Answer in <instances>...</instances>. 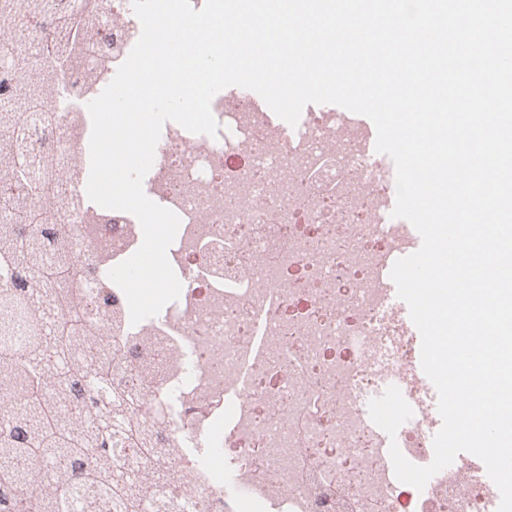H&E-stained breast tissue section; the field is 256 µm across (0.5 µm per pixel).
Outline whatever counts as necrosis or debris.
<instances>
[{
	"label": "necrosis or debris",
	"instance_id": "obj_1",
	"mask_svg": "<svg viewBox=\"0 0 512 512\" xmlns=\"http://www.w3.org/2000/svg\"><path fill=\"white\" fill-rule=\"evenodd\" d=\"M97 3L112 57L73 75L82 106L57 123L83 162L79 195L86 104L141 35L132 0ZM211 112L214 137L165 122L143 180L180 219L167 251L179 298L137 324L127 303L112 308V350L138 347L125 379L172 443L160 481L197 475L169 512H490L500 493L473 480L479 458L456 457L417 490L398 481L367 416V399L392 383L413 409L407 459L433 455L442 419L417 369L421 337L384 280L387 257L411 241L380 223L393 179L365 126L313 107L286 127L237 91ZM101 240L120 264L141 246V224L121 213Z\"/></svg>",
	"mask_w": 512,
	"mask_h": 512
}]
</instances>
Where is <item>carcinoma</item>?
<instances>
[{
	"label": "carcinoma",
	"instance_id": "1",
	"mask_svg": "<svg viewBox=\"0 0 512 512\" xmlns=\"http://www.w3.org/2000/svg\"><path fill=\"white\" fill-rule=\"evenodd\" d=\"M92 0H0V324L25 318L28 348L0 345V387L16 395L0 409V512H149L158 485L114 455L136 448L158 464L170 447L162 428L138 417L140 392L126 384L130 349L106 351L79 294L108 276L99 257L79 262L74 231L60 222L82 199L67 196L71 174L56 162L51 133L35 146L24 114L41 113L47 96L72 106L71 67L112 54V28ZM39 463L44 493L23 491L20 464Z\"/></svg>",
	"mask_w": 512,
	"mask_h": 512
}]
</instances>
